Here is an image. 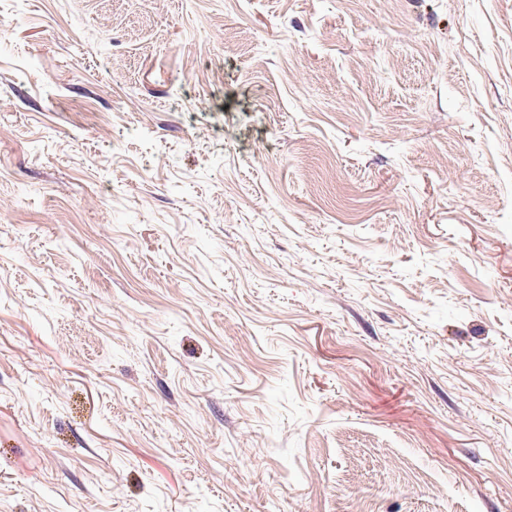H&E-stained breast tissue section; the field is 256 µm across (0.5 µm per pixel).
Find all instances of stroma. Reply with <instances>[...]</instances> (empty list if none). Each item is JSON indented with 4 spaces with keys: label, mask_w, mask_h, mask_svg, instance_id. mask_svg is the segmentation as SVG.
<instances>
[{
    "label": "stroma",
    "mask_w": 512,
    "mask_h": 512,
    "mask_svg": "<svg viewBox=\"0 0 512 512\" xmlns=\"http://www.w3.org/2000/svg\"><path fill=\"white\" fill-rule=\"evenodd\" d=\"M0 512H512V0H0Z\"/></svg>",
    "instance_id": "35a3bbf8"
}]
</instances>
